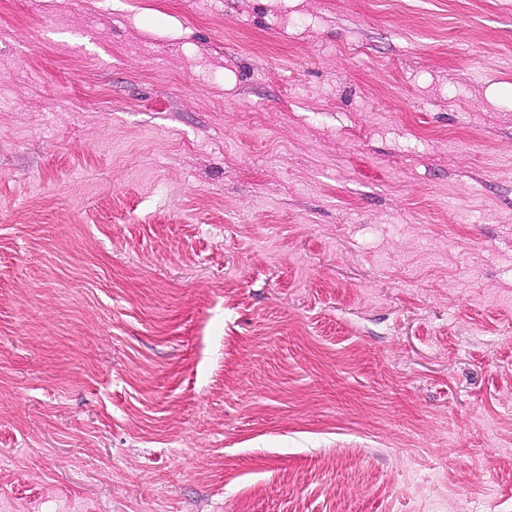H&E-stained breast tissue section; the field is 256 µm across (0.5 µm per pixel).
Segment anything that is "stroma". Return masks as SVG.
<instances>
[{
  "label": "stroma",
  "mask_w": 512,
  "mask_h": 512,
  "mask_svg": "<svg viewBox=\"0 0 512 512\" xmlns=\"http://www.w3.org/2000/svg\"><path fill=\"white\" fill-rule=\"evenodd\" d=\"M0 512H512V0H0Z\"/></svg>",
  "instance_id": "1"
}]
</instances>
